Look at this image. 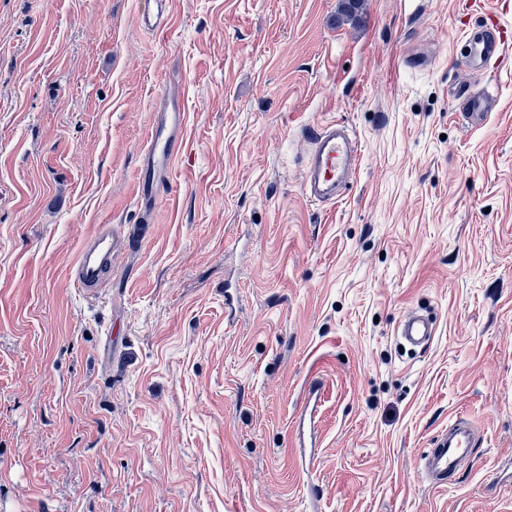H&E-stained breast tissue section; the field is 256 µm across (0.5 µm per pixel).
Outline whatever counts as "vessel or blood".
Segmentation results:
<instances>
[{
  "instance_id": "vessel-or-blood-1",
  "label": "vessel or blood",
  "mask_w": 512,
  "mask_h": 512,
  "mask_svg": "<svg viewBox=\"0 0 512 512\" xmlns=\"http://www.w3.org/2000/svg\"><path fill=\"white\" fill-rule=\"evenodd\" d=\"M172 0H146L136 16L137 26L146 32L169 29ZM512 34L502 27L493 13H485L482 25L469 34V55L486 64L502 59ZM186 114L172 93H164L156 103L149 145L142 157L140 197L151 204L155 192L165 186L173 162L182 146V129ZM361 144L353 128L341 120L327 122L315 129L311 147L302 170V186L306 199L314 204L335 202L349 184L356 170ZM128 248L127 240L111 224L96 225L83 241L68 274L75 288L84 295L98 296L112 276L114 259ZM436 332L434 320L426 314L411 311L398 325L404 343L414 348L429 345ZM473 431L469 422H457L438 439L422 460V471L433 483L456 473L463 457L472 450Z\"/></svg>"
}]
</instances>
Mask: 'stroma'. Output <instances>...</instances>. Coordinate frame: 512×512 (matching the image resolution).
Here are the masks:
<instances>
[{
	"label": "stroma",
	"mask_w": 512,
	"mask_h": 512,
	"mask_svg": "<svg viewBox=\"0 0 512 512\" xmlns=\"http://www.w3.org/2000/svg\"><path fill=\"white\" fill-rule=\"evenodd\" d=\"M470 3L175 0L152 35L139 0H0V512H512V46L467 76ZM167 89L186 151L147 209ZM336 119L360 165L314 204ZM105 223L130 247L87 299ZM311 142L302 169L304 195L314 204L333 203L356 170L359 138L348 123L332 120L313 131ZM114 224H98L83 241L68 274L75 288L97 297L112 278V262L128 249V241ZM435 321L428 315L418 311H410L404 315L398 325V335L404 343L414 348H424L435 336ZM473 431L469 422L458 421L429 448L422 460L423 474L434 484L456 473L463 457L472 451Z\"/></svg>",
	"instance_id": "obj_1"
}]
</instances>
